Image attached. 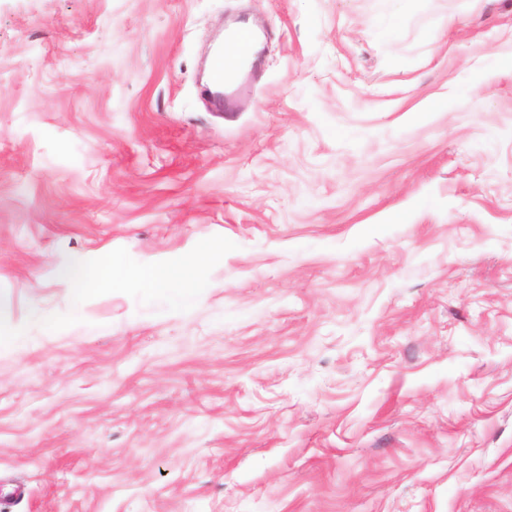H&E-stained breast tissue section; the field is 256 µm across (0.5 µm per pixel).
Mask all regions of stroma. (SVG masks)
<instances>
[{
	"instance_id": "1",
	"label": "stroma",
	"mask_w": 512,
	"mask_h": 512,
	"mask_svg": "<svg viewBox=\"0 0 512 512\" xmlns=\"http://www.w3.org/2000/svg\"><path fill=\"white\" fill-rule=\"evenodd\" d=\"M510 52L512 0H0V512H512ZM110 253L193 304L59 274ZM251 40V31L247 28H241L235 32L229 43L219 44L210 56L207 73L211 79L212 104L215 109L226 114L231 112L233 99L245 87L247 80L255 79L258 76L259 59L252 64L242 84L232 90H226L225 88L221 90V86L224 84L225 69L237 63L238 54L247 48Z\"/></svg>"
}]
</instances>
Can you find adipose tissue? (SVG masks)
<instances>
[{
    "label": "adipose tissue",
    "mask_w": 512,
    "mask_h": 512,
    "mask_svg": "<svg viewBox=\"0 0 512 512\" xmlns=\"http://www.w3.org/2000/svg\"><path fill=\"white\" fill-rule=\"evenodd\" d=\"M61 274L78 280L81 286L89 290L130 285L147 298L165 295L177 304H187L195 298L192 281L175 279L168 271L157 266H147L132 271L114 255L104 256L101 260L88 265L64 267Z\"/></svg>",
    "instance_id": "1"
}]
</instances>
